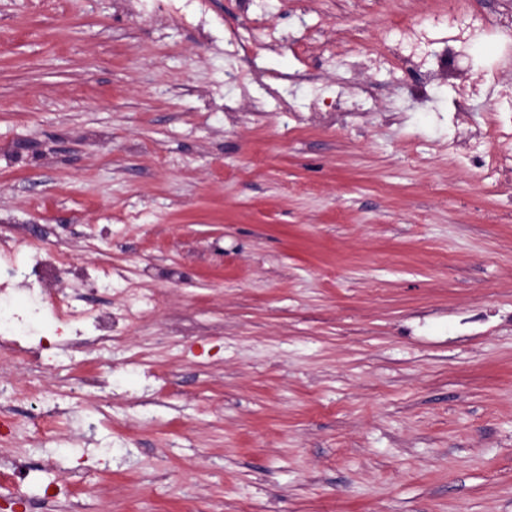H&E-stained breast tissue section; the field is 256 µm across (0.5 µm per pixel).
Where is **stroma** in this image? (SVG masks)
<instances>
[{"label":"stroma","mask_w":512,"mask_h":512,"mask_svg":"<svg viewBox=\"0 0 512 512\" xmlns=\"http://www.w3.org/2000/svg\"><path fill=\"white\" fill-rule=\"evenodd\" d=\"M448 2L0 0V247L111 265L88 300L146 315L0 362V512H72L73 476L84 512H512V50L463 60L464 110L366 64Z\"/></svg>","instance_id":"35a3bbf8"}]
</instances>
